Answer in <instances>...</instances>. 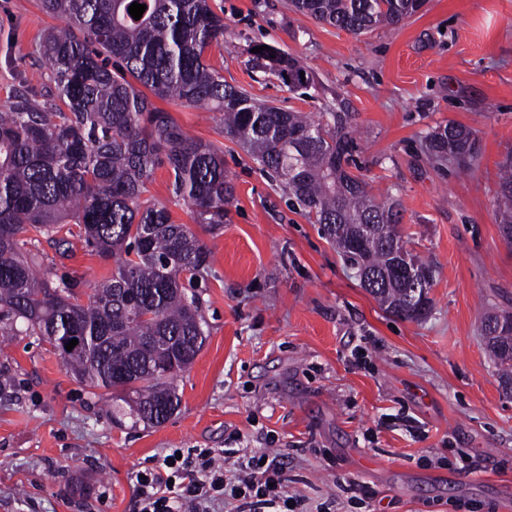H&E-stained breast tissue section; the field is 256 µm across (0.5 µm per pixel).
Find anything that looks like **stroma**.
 Returning <instances> with one entry per match:
<instances>
[{"label":"stroma","mask_w":512,"mask_h":512,"mask_svg":"<svg viewBox=\"0 0 512 512\" xmlns=\"http://www.w3.org/2000/svg\"><path fill=\"white\" fill-rule=\"evenodd\" d=\"M224 36L204 59L258 102L317 116L344 102L370 193L396 199L398 232L436 270L419 321L386 313L319 225L237 143L217 113L163 108L190 136L223 148L235 187L223 228L194 223L157 169L145 196L210 251L190 292L206 340L175 379L181 404L158 426L133 423L37 336L0 345V512H132L134 472L173 448H277L288 489L335 512H512V394L481 335L512 312V244L496 212L498 164L512 151V0H427L364 36L293 11L289 0H214ZM39 0H0V105L50 71L36 51L56 26ZM287 52L308 95L254 69L250 48ZM476 130L471 170L433 167L425 136ZM51 282L76 278L79 302L113 260L83 239L68 255L33 236ZM375 493L351 503V488Z\"/></svg>","instance_id":"stroma-1"}]
</instances>
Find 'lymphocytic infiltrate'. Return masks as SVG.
Segmentation results:
<instances>
[{"mask_svg": "<svg viewBox=\"0 0 512 512\" xmlns=\"http://www.w3.org/2000/svg\"><path fill=\"white\" fill-rule=\"evenodd\" d=\"M225 465H216L212 449L190 448L181 459L157 457L135 481L136 512H331L328 503L309 508L303 496L286 490L281 455L224 451Z\"/></svg>", "mask_w": 512, "mask_h": 512, "instance_id": "obj_1", "label": "lymphocytic infiltrate"}]
</instances>
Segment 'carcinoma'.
<instances>
[{
  "label": "carcinoma",
  "instance_id": "obj_1",
  "mask_svg": "<svg viewBox=\"0 0 512 512\" xmlns=\"http://www.w3.org/2000/svg\"><path fill=\"white\" fill-rule=\"evenodd\" d=\"M146 5L141 19L132 3ZM425 0H291L294 11L355 36L397 25ZM60 21L39 42L50 84L37 95L15 89L0 109V337L40 336L66 369L92 388L132 395V414L164 423L179 407L174 377L188 369L205 341L196 297L182 278L208 267L210 252L168 209L142 199L155 170L165 167L172 192L197 224H224L234 186L224 150L190 137L148 94L221 114L224 136L278 177L302 214L318 224L361 286L394 316L422 318L435 270L398 234L400 203L376 201L351 173L357 145L352 113L338 108L317 120L302 112L258 105L204 61L224 36V17L210 0H40ZM119 64L111 68L112 58ZM259 67L302 86L297 60L272 47ZM429 157L470 169L479 160L476 131L448 123L427 136ZM500 230L512 241V154L500 164ZM61 224L104 259L112 276L78 303L76 283L57 286L39 274L22 235L46 236L60 254L69 241ZM87 345L65 352L58 338ZM487 349L512 387V313L484 322Z\"/></svg>",
  "mask_w": 512,
  "mask_h": 512
}]
</instances>
